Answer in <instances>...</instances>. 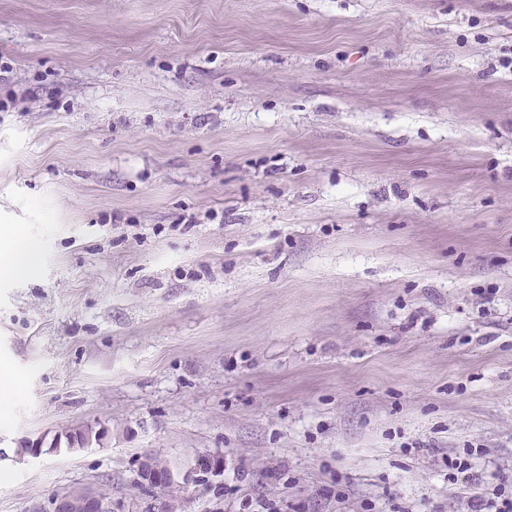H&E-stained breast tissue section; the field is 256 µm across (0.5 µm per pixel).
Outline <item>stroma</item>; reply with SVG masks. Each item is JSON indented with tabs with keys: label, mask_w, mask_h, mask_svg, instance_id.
Returning <instances> with one entry per match:
<instances>
[{
	"label": "stroma",
	"mask_w": 512,
	"mask_h": 512,
	"mask_svg": "<svg viewBox=\"0 0 512 512\" xmlns=\"http://www.w3.org/2000/svg\"><path fill=\"white\" fill-rule=\"evenodd\" d=\"M0 512H467L512 477V0H0ZM103 445L20 455L75 425ZM159 458L174 495L142 482ZM39 249L35 243L20 250H2L0 252V277L12 279L32 276L37 269ZM481 454L482 452L478 451V448H473V450L471 448V451L466 453L467 458H448V482L453 485H459L460 482L463 487L475 484L476 477L472 472V460L474 455L481 456Z\"/></svg>",
	"instance_id": "obj_1"
}]
</instances>
